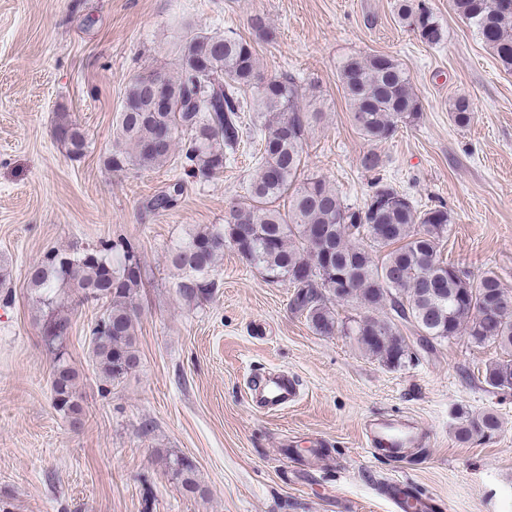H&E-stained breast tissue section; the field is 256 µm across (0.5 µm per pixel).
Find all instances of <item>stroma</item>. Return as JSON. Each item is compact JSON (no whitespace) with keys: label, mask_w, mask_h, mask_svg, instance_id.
Wrapping results in <instances>:
<instances>
[{"label":"stroma","mask_w":512,"mask_h":512,"mask_svg":"<svg viewBox=\"0 0 512 512\" xmlns=\"http://www.w3.org/2000/svg\"><path fill=\"white\" fill-rule=\"evenodd\" d=\"M429 3L448 32L437 46L403 27L396 0H0V491L12 512H389L379 486L391 479L449 512H512V391L477 379L495 349L462 337L385 366L343 332H314L290 308L292 287L267 283L230 247L211 273L217 293L186 302L168 255L190 230L226 220L256 159L237 154L164 210L150 203L180 168L106 163L129 83L172 72L187 33L231 30L254 45L265 76L319 86L308 173L359 205L371 181L360 159L377 151L385 178L419 208L446 204L444 257L512 290V70L450 0ZM255 14L275 42L253 31ZM370 54L397 60L423 105L418 122L378 144L353 126L338 81L346 58ZM461 95L473 109L465 128L448 112ZM63 114L85 135L80 157L56 140ZM103 239L141 258L139 363L102 390L89 336L101 308L59 300L76 423L52 403L54 356L27 273L49 250ZM278 372L298 379V402L255 408L254 380ZM486 411L500 430L460 442L461 416ZM384 416L419 424L428 442L402 455L370 447L365 427ZM169 454L194 462L200 494L170 479Z\"/></svg>","instance_id":"35a3bbf8"}]
</instances>
